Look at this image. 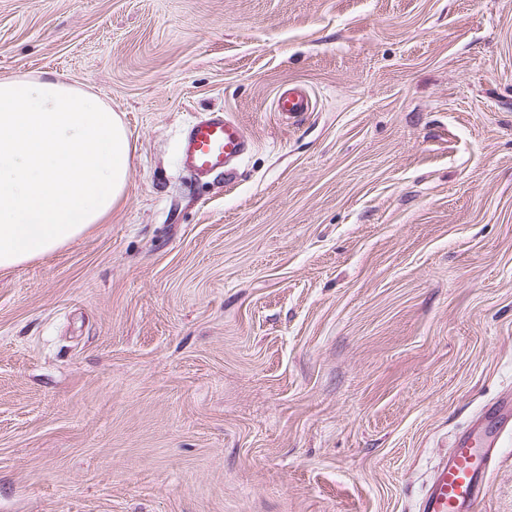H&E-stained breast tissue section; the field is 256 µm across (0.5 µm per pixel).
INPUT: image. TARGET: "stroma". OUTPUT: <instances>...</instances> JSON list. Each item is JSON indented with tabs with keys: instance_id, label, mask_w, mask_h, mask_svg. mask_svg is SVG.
Segmentation results:
<instances>
[{
	"instance_id": "obj_1",
	"label": "stroma",
	"mask_w": 512,
	"mask_h": 512,
	"mask_svg": "<svg viewBox=\"0 0 512 512\" xmlns=\"http://www.w3.org/2000/svg\"><path fill=\"white\" fill-rule=\"evenodd\" d=\"M39 74L132 158L0 269V512H418L512 392V0H0V79ZM216 110L252 149L190 181ZM276 111L296 117L307 112L311 107V101L306 92L297 89H290L276 97Z\"/></svg>"
}]
</instances>
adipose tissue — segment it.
Wrapping results in <instances>:
<instances>
[{"label": "adipose tissue", "instance_id": "1", "mask_svg": "<svg viewBox=\"0 0 512 512\" xmlns=\"http://www.w3.org/2000/svg\"><path fill=\"white\" fill-rule=\"evenodd\" d=\"M128 131L95 94L50 76L0 79V268L49 256L124 197Z\"/></svg>", "mask_w": 512, "mask_h": 512}]
</instances>
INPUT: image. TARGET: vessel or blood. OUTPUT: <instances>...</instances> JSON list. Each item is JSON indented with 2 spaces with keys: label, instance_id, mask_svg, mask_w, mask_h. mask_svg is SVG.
<instances>
[{
  "label": "vessel or blood",
  "instance_id": "1",
  "mask_svg": "<svg viewBox=\"0 0 512 512\" xmlns=\"http://www.w3.org/2000/svg\"><path fill=\"white\" fill-rule=\"evenodd\" d=\"M311 101L306 92L291 89L276 98L279 112L295 117ZM245 128L220 111L190 122L179 149L183 172L194 181L233 171L235 162L251 149ZM512 430V395L501 398L468 429L455 437L423 492L419 512H477L489 493V472L502 432Z\"/></svg>",
  "mask_w": 512,
  "mask_h": 512
}]
</instances>
